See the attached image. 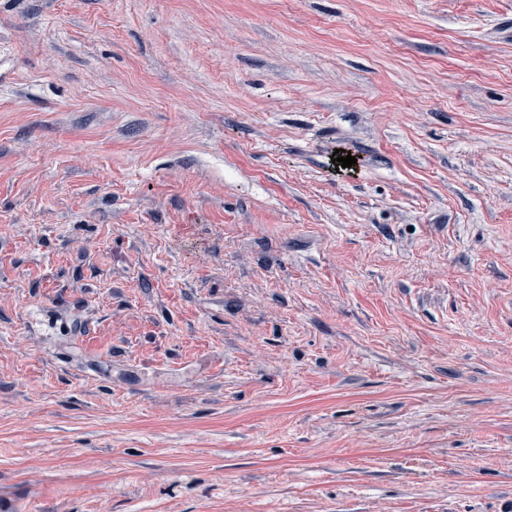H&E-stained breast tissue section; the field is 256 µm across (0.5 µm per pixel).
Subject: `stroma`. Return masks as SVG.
Wrapping results in <instances>:
<instances>
[{
	"label": "stroma",
	"instance_id": "1",
	"mask_svg": "<svg viewBox=\"0 0 512 512\" xmlns=\"http://www.w3.org/2000/svg\"><path fill=\"white\" fill-rule=\"evenodd\" d=\"M0 512H512V0H0Z\"/></svg>",
	"mask_w": 512,
	"mask_h": 512
}]
</instances>
